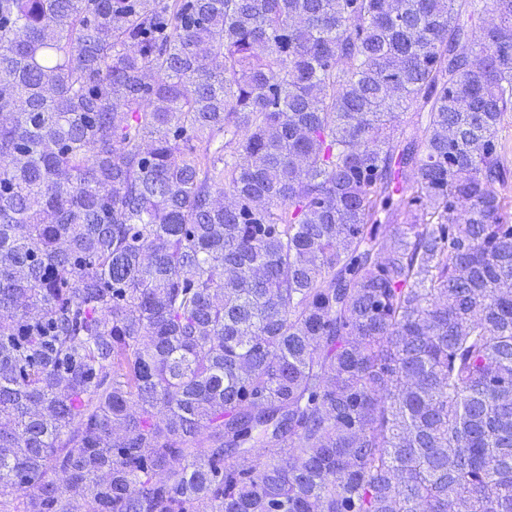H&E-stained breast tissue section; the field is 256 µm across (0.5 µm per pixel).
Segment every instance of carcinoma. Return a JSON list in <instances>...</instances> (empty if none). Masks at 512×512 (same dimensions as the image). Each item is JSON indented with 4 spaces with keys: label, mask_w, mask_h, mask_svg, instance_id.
Here are the masks:
<instances>
[{
    "label": "carcinoma",
    "mask_w": 512,
    "mask_h": 512,
    "mask_svg": "<svg viewBox=\"0 0 512 512\" xmlns=\"http://www.w3.org/2000/svg\"><path fill=\"white\" fill-rule=\"evenodd\" d=\"M509 112L512 0H0V507L512 512Z\"/></svg>",
    "instance_id": "cac0c4a2"
}]
</instances>
